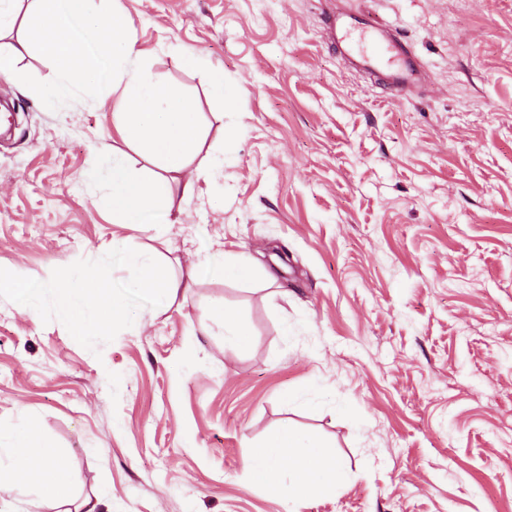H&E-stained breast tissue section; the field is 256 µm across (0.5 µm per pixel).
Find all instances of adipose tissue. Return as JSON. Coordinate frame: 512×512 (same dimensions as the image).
Returning a JSON list of instances; mask_svg holds the SVG:
<instances>
[{"label":"adipose tissue","instance_id":"ef3b65f1","mask_svg":"<svg viewBox=\"0 0 512 512\" xmlns=\"http://www.w3.org/2000/svg\"><path fill=\"white\" fill-rule=\"evenodd\" d=\"M92 2L29 0V33L0 44V60L15 63L43 49L41 23L47 20L63 34L64 45L52 53L55 79L43 92L45 104H60L91 80L121 89L115 129L161 172L145 176L131 166L126 152L113 149L91 173L108 186L99 203L116 224L168 223L175 190L186 195L194 190L185 171L201 141L196 114L176 89L153 79L142 54L133 49L130 21L113 23L111 35L103 36ZM60 456L33 419L0 429V499L22 492L41 501L68 498L70 481ZM248 469L255 483L292 496L320 494L342 476L319 439L289 428L257 444Z\"/></svg>","mask_w":512,"mask_h":512}]
</instances>
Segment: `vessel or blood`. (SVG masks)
<instances>
[{
    "mask_svg": "<svg viewBox=\"0 0 512 512\" xmlns=\"http://www.w3.org/2000/svg\"><path fill=\"white\" fill-rule=\"evenodd\" d=\"M326 26L347 69L375 75L395 97L421 84V63L397 28L371 13L343 9L327 12Z\"/></svg>",
    "mask_w": 512,
    "mask_h": 512,
    "instance_id": "b4317fda",
    "label": "vessel or blood"
}]
</instances>
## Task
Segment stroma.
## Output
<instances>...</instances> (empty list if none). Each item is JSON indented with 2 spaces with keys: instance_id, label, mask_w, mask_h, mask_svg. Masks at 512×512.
Listing matches in <instances>:
<instances>
[{
  "instance_id": "35a3bbf8",
  "label": "stroma",
  "mask_w": 512,
  "mask_h": 512,
  "mask_svg": "<svg viewBox=\"0 0 512 512\" xmlns=\"http://www.w3.org/2000/svg\"><path fill=\"white\" fill-rule=\"evenodd\" d=\"M334 4L401 31L424 84L393 99L347 70L324 0H117L152 76L199 113L203 152L224 151L167 224H116L97 204L90 173L123 145L119 93L44 106L42 51L0 85V268L45 281L130 247L180 283L95 353L0 298V426L34 416L73 485L0 512H512V0ZM189 50L206 67H184ZM213 66L234 105L211 96ZM208 252L260 271L189 283ZM216 304L244 348H225ZM283 428L325 442L335 489L251 481L252 446Z\"/></svg>"
}]
</instances>
